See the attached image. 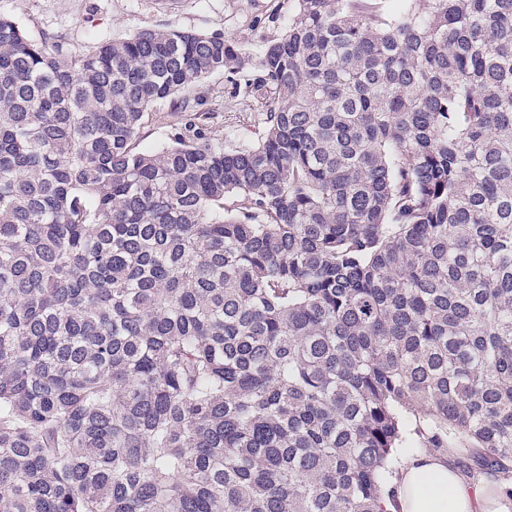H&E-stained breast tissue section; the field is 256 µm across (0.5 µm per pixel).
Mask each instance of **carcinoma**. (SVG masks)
Listing matches in <instances>:
<instances>
[{"label": "carcinoma", "mask_w": 512, "mask_h": 512, "mask_svg": "<svg viewBox=\"0 0 512 512\" xmlns=\"http://www.w3.org/2000/svg\"><path fill=\"white\" fill-rule=\"evenodd\" d=\"M365 2L255 58L0 14V512H385L413 441L512 477V0ZM247 67L262 140L213 146L186 92ZM148 112L138 134L139 148H157L172 143L173 135L184 127V113L177 112L171 100L155 104Z\"/></svg>", "instance_id": "obj_1"}]
</instances>
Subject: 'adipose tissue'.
Segmentation results:
<instances>
[{"instance_id": "obj_1", "label": "adipose tissue", "mask_w": 512, "mask_h": 512, "mask_svg": "<svg viewBox=\"0 0 512 512\" xmlns=\"http://www.w3.org/2000/svg\"><path fill=\"white\" fill-rule=\"evenodd\" d=\"M512 480L494 472L469 478L448 455L417 454L396 480L386 512H500Z\"/></svg>"}]
</instances>
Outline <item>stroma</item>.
<instances>
[{
  "mask_svg": "<svg viewBox=\"0 0 512 512\" xmlns=\"http://www.w3.org/2000/svg\"><path fill=\"white\" fill-rule=\"evenodd\" d=\"M296 7L295 0H0V12L12 16L32 40L62 45L73 56L86 55L103 41L158 28L220 34L254 56L279 37ZM255 76L250 68L233 78L213 73L193 88L208 113L210 143L237 148L258 144L263 126L256 103L234 92L235 84ZM183 126L184 116L172 102H159L149 110L138 146L170 144Z\"/></svg>",
  "mask_w": 512,
  "mask_h": 512,
  "instance_id": "obj_1",
  "label": "stroma"
}]
</instances>
